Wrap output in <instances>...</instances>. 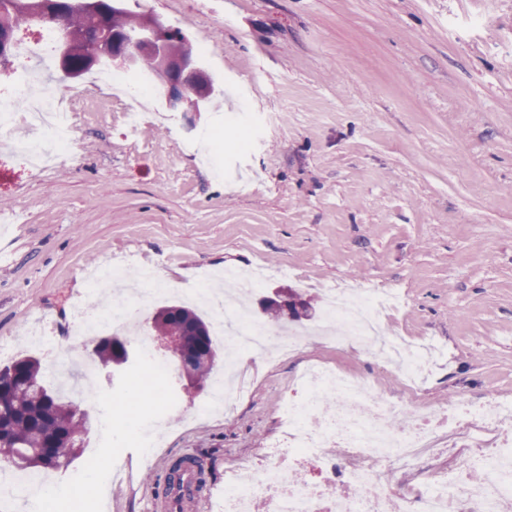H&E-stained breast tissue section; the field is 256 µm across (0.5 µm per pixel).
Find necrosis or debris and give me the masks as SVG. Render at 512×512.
Listing matches in <instances>:
<instances>
[{
    "label": "necrosis or debris",
    "mask_w": 512,
    "mask_h": 512,
    "mask_svg": "<svg viewBox=\"0 0 512 512\" xmlns=\"http://www.w3.org/2000/svg\"><path fill=\"white\" fill-rule=\"evenodd\" d=\"M18 92L0 93V134L28 161L52 153L70 155L73 115L62 107L60 96L39 92L40 78L27 68L17 72ZM118 269L103 273L102 282L117 285ZM138 293L119 289L107 312L85 314L81 331L98 335L108 325L135 320L140 309L164 295L155 270L142 266ZM198 296L207 301L228 331L224 336V370L239 373L243 363H255L272 351L288 352L300 345L297 336L256 322L247 309L209 287ZM397 298L390 290L367 288L340 300L330 298L327 320H340L345 335L375 353L389 351L390 360L404 377L422 374L430 361L428 341L413 343L384 330L386 309ZM298 401L282 410L284 431L273 449L260 454L250 466L224 473V501L220 512H251L255 499H264L267 512H512V440L485 447L480 432L512 410V404L489 399L469 408L464 399L423 409L412 408L406 426L393 430L395 402L374 393L368 380L344 374L324 364L307 366L300 375ZM479 430L470 437L472 466L489 477L470 485L451 473L436 476L425 486L389 495L390 480L408 474L421 462L438 455L441 441L455 442L462 422ZM339 448L340 458L328 456ZM315 461L318 481H309L305 464Z\"/></svg>",
    "instance_id": "1"
}]
</instances>
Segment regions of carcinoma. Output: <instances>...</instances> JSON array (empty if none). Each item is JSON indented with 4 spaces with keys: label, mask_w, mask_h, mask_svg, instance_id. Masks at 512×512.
Instances as JSON below:
<instances>
[{
    "label": "carcinoma",
    "mask_w": 512,
    "mask_h": 512,
    "mask_svg": "<svg viewBox=\"0 0 512 512\" xmlns=\"http://www.w3.org/2000/svg\"><path fill=\"white\" fill-rule=\"evenodd\" d=\"M105 0L107 26L100 25L92 11L81 16V24L89 38L73 54L72 65L80 68L85 56L101 50L95 37L97 31L127 29L134 26L138 15ZM41 21L39 13L23 10L17 0H0V68L11 64L16 32L23 25ZM290 297L300 299L304 314H286L280 307L265 308L273 320L299 321L310 316L309 305L301 295L288 289ZM153 329L182 337L187 353L185 375L191 380L204 381L218 360L209 325L195 310L178 305L160 308L154 316ZM92 355L104 365L117 361L120 350L108 338L92 340ZM91 427L86 411L72 401L58 396L48 388L40 361L26 356L0 370V455L13 459L20 468L60 469L68 466L82 448L83 435Z\"/></svg>",
    "instance_id": "obj_1"
}]
</instances>
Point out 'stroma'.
I'll use <instances>...</instances> for the list:
<instances>
[{"mask_svg": "<svg viewBox=\"0 0 512 512\" xmlns=\"http://www.w3.org/2000/svg\"><path fill=\"white\" fill-rule=\"evenodd\" d=\"M140 9L207 45V70L222 108L171 112L162 96L136 135L120 101L101 84L61 78L46 87L77 109L71 157L29 168L0 143V343L42 367L65 358L75 381L91 345L76 335L78 308L107 307L88 269L114 264L137 277L158 264L167 289L141 313L149 333L159 306L184 302V276L224 267L294 268L267 279L305 291L316 315L323 288H390L402 297L386 327L428 338L442 359L419 390L358 344L336 345L334 327L307 321L299 353L259 363L248 394L228 414L202 412L211 385L167 398L141 391L136 361L100 367L98 407L112 413L114 443L83 448L48 476L60 506L146 512L172 463L193 454L207 486L280 436L283 403L298 400L305 364L362 375L400 405L466 397L512 400V0H138ZM254 128L247 153L224 154V176L183 152L182 138ZM44 325L53 350L32 351L25 331ZM148 427L162 414L163 441L150 461L130 438L128 412ZM106 491L92 494L89 479Z\"/></svg>", "mask_w": 512, "mask_h": 512, "instance_id": "stroma-1", "label": "stroma"}]
</instances>
